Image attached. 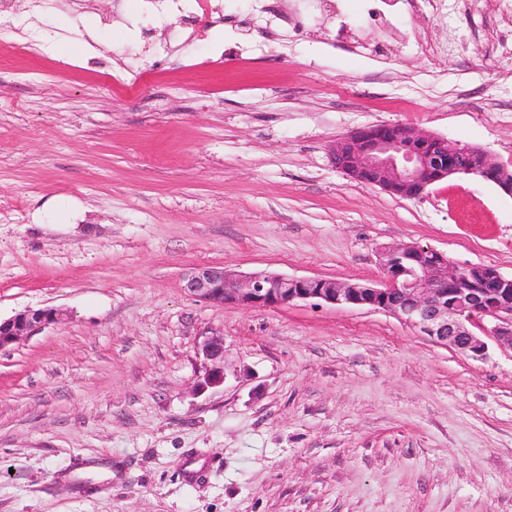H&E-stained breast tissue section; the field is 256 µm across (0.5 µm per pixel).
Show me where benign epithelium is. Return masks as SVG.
<instances>
[{
    "label": "benign epithelium",
    "instance_id": "1",
    "mask_svg": "<svg viewBox=\"0 0 512 512\" xmlns=\"http://www.w3.org/2000/svg\"><path fill=\"white\" fill-rule=\"evenodd\" d=\"M331 160L356 182L405 198H418L454 175L477 176L512 198V169L488 152L408 125L360 128L335 141ZM379 260L383 279L377 284L203 266L188 275L185 288L195 298L222 307L280 308L307 301L368 308L394 315L472 358L486 356L491 342L512 351V276L490 266L454 268L446 255L416 243L387 248ZM61 316L50 307L0 320V351ZM197 350L212 363L200 386L224 383V339L208 337Z\"/></svg>",
    "mask_w": 512,
    "mask_h": 512
}]
</instances>
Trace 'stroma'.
Listing matches in <instances>:
<instances>
[{
    "label": "stroma",
    "mask_w": 512,
    "mask_h": 512,
    "mask_svg": "<svg viewBox=\"0 0 512 512\" xmlns=\"http://www.w3.org/2000/svg\"><path fill=\"white\" fill-rule=\"evenodd\" d=\"M17 0L0 49V512H512V353L383 311L215 306L209 265L376 282L431 247L512 275V197L337 169L404 124L512 167V0ZM45 49L34 57L29 39ZM224 339L223 385L196 346ZM146 1H154L149 2L156 9L157 13H160L159 9L156 6H161L163 4L167 5H175L179 10V4H183L185 6V14L184 16L190 20L191 22H195L201 19L203 15H205L209 8V0H146ZM168 2V3H165ZM180 11V10H179ZM201 13V14H200ZM62 313L56 308L26 309L9 319H0V351L8 349L21 340L56 323Z\"/></svg>",
    "instance_id": "35a3bbf8"
}]
</instances>
